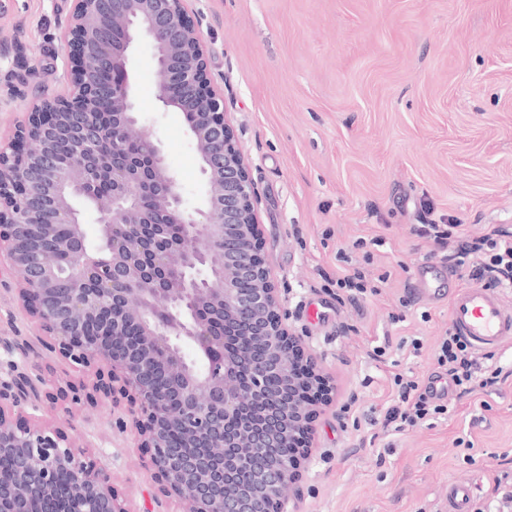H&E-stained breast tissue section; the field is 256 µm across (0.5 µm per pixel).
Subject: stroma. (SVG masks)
Returning a JSON list of instances; mask_svg holds the SVG:
<instances>
[{"mask_svg":"<svg viewBox=\"0 0 512 512\" xmlns=\"http://www.w3.org/2000/svg\"><path fill=\"white\" fill-rule=\"evenodd\" d=\"M69 0H9L0 78L35 71L48 94L58 76L57 22ZM224 111L259 191L263 255L282 313L303 337L333 392L294 512H439L452 481L474 483L469 512H512V345L488 350L507 370L450 415L403 432L378 420L398 396L395 374L443 388L434 345L450 323L467 271L442 267L429 305L411 298L431 245L414 227L462 225L476 238L512 231V0H187ZM152 52L139 41L129 80L144 120L185 193L202 176L180 118L152 82ZM369 242L378 294L345 304L329 278L340 256ZM22 337L46 377L78 375L43 338L17 300V277L0 270V340ZM421 339L414 351L413 339ZM386 353L373 359L375 347ZM123 407L103 401L75 412L69 429L112 471L129 512H177L143 464ZM500 496H492L493 485Z\"/></svg>","mask_w":512,"mask_h":512,"instance_id":"obj_1","label":"stroma"}]
</instances>
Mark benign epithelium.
Wrapping results in <instances>:
<instances>
[{
  "label": "benign epithelium",
  "mask_w": 512,
  "mask_h": 512,
  "mask_svg": "<svg viewBox=\"0 0 512 512\" xmlns=\"http://www.w3.org/2000/svg\"><path fill=\"white\" fill-rule=\"evenodd\" d=\"M183 2L71 0L58 26L70 94L34 96L0 148V264L19 274L17 299L50 348L87 376L68 384L71 402L126 404L165 497L183 512H285L331 386L281 313L258 188ZM141 37L157 98L202 160L197 205L133 102L127 64ZM131 141L150 170L128 157ZM78 198L101 224L96 248ZM233 335L251 351H234ZM0 346L24 362L0 376V459L11 463L0 512H128L94 453L22 407L38 383L53 405L65 393L32 376L29 350Z\"/></svg>",
  "instance_id": "7a95c632"
}]
</instances>
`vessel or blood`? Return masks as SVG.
Returning a JSON list of instances; mask_svg holds the SVG:
<instances>
[{"label": "vessel or blood", "instance_id": "obj_1", "mask_svg": "<svg viewBox=\"0 0 512 512\" xmlns=\"http://www.w3.org/2000/svg\"><path fill=\"white\" fill-rule=\"evenodd\" d=\"M453 327L477 350L512 344V309L504 305L497 292L483 286L459 289L451 305ZM473 489L465 482L448 486L443 512H468Z\"/></svg>", "mask_w": 512, "mask_h": 512}]
</instances>
